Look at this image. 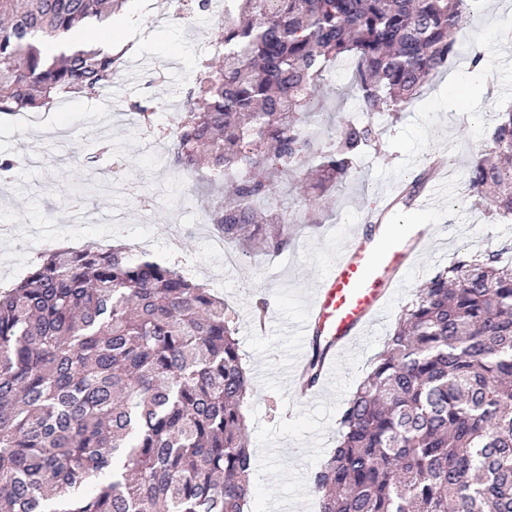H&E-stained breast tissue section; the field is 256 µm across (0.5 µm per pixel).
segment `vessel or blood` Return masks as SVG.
<instances>
[{"label": "vessel or blood", "instance_id": "obj_1", "mask_svg": "<svg viewBox=\"0 0 512 512\" xmlns=\"http://www.w3.org/2000/svg\"><path fill=\"white\" fill-rule=\"evenodd\" d=\"M388 207L372 219L374 232L351 237L328 270L314 303L297 324L303 346L319 340L323 346L321 378L330 381L336 369L337 350L363 335L381 312L402 274L412 267V257L422 251L430 234L425 224L407 225L399 241H391Z\"/></svg>", "mask_w": 512, "mask_h": 512}]
</instances>
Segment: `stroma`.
Returning a JSON list of instances; mask_svg holds the SVG:
<instances>
[{
  "label": "stroma",
  "instance_id": "stroma-1",
  "mask_svg": "<svg viewBox=\"0 0 512 512\" xmlns=\"http://www.w3.org/2000/svg\"><path fill=\"white\" fill-rule=\"evenodd\" d=\"M191 17H171L169 0H126L125 17L149 16L137 29L135 75L121 73L112 86L90 98L58 104L47 121L25 125L0 115V157H34L31 165L0 182V285L22 279L39 258L28 248L31 235L52 246L81 247L87 242L125 244L172 264L190 261L193 278L212 289L235 313L242 364L253 378V395L244 415L255 456L251 473L252 512H270L287 503L289 512H319L311 475L336 445V420L345 401L370 369L394 321L415 297L418 286L466 254H487L512 244V220L474 205L469 170L486 147L487 131L499 112L512 106V0H483L456 33L461 52L449 71L440 72L397 121L381 115L380 150L369 151L351 180L325 194L320 224L297 225L292 246L279 256L242 254L238 245L214 249L218 234L203 202L190 200L172 173L169 137L178 108L196 82L198 64L214 55L211 33L220 12L190 4ZM485 49L491 57L482 73L480 93L466 109L449 112L445 90L450 73L466 65V53ZM351 69L333 65L322 89L323 107L310 123L326 132L362 113L350 89ZM147 104L161 111L156 123L142 124L132 107ZM123 157L119 175L83 204L81 221L63 223L75 186L94 178L84 164L104 141ZM445 178L448 187L428 207L397 214L433 228L432 238L405 282L396 288L381 324L371 327L338 360L340 384L316 400L296 403L287 369L298 341L290 330L301 320L322 277L343 241L365 228L370 205L382 204L394 185L424 171ZM237 254L235 264L225 253ZM271 302L263 332L253 330L251 307L258 295Z\"/></svg>",
  "mask_w": 512,
  "mask_h": 512
}]
</instances>
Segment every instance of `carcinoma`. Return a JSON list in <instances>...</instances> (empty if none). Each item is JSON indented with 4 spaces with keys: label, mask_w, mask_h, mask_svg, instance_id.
<instances>
[{
    "label": "carcinoma",
    "mask_w": 512,
    "mask_h": 512,
    "mask_svg": "<svg viewBox=\"0 0 512 512\" xmlns=\"http://www.w3.org/2000/svg\"><path fill=\"white\" fill-rule=\"evenodd\" d=\"M125 0H0V113L88 96L120 76L100 46ZM480 0H231L173 133L176 176L212 190L224 240L280 255L283 181L323 193L377 149L458 55ZM82 27L80 41L47 46ZM354 64L364 119L319 148L327 67ZM470 188L512 218V109ZM313 342L305 377L318 380ZM252 386L224 302L126 247L53 249L0 291V512H248ZM319 512H512V262L462 256L425 281L337 421L312 474Z\"/></svg>",
    "instance_id": "1"
}]
</instances>
